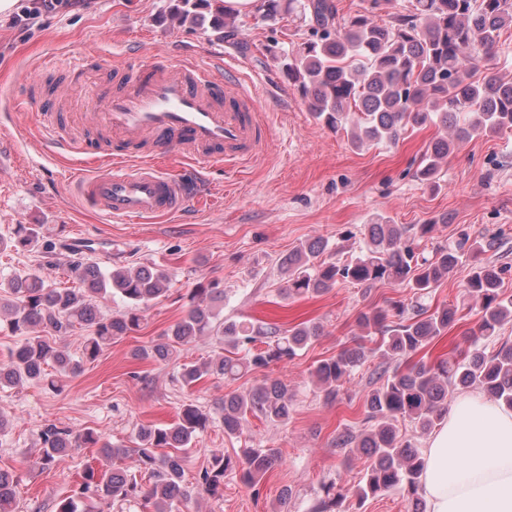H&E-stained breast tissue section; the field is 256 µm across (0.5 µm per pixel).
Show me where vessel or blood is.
Masks as SVG:
<instances>
[{
    "instance_id": "obj_1",
    "label": "vessel or blood",
    "mask_w": 512,
    "mask_h": 512,
    "mask_svg": "<svg viewBox=\"0 0 512 512\" xmlns=\"http://www.w3.org/2000/svg\"><path fill=\"white\" fill-rule=\"evenodd\" d=\"M90 62L83 57L68 62L44 61L42 74L25 86L24 101H42L46 108L38 124L57 152L87 162L91 170L78 174L73 191L107 217L136 220L183 211L196 188L145 160L171 151L200 168L213 163L243 164L257 155L269 138V127L256 107L254 89L225 63L223 55L206 60L189 57L137 60L119 71V86L104 93L98 84L85 88L96 101L88 128L105 130L112 139L102 150L82 136L72 118H60L50 101L46 77L64 71L83 80Z\"/></svg>"
}]
</instances>
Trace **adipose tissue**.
<instances>
[{"label":"adipose tissue","instance_id":"ef3b65f1","mask_svg":"<svg viewBox=\"0 0 512 512\" xmlns=\"http://www.w3.org/2000/svg\"><path fill=\"white\" fill-rule=\"evenodd\" d=\"M422 457L426 512H512V409L457 396Z\"/></svg>","mask_w":512,"mask_h":512}]
</instances>
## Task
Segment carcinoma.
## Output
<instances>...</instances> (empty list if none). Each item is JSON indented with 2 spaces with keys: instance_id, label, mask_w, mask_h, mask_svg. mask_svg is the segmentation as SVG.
I'll return each mask as SVG.
<instances>
[{
  "instance_id": "obj_1",
  "label": "carcinoma",
  "mask_w": 512,
  "mask_h": 512,
  "mask_svg": "<svg viewBox=\"0 0 512 512\" xmlns=\"http://www.w3.org/2000/svg\"><path fill=\"white\" fill-rule=\"evenodd\" d=\"M208 21L218 39L238 31V14L224 0H213ZM367 6L351 15L340 13L336 0H257L260 17L282 23L298 19L308 27L297 51L284 56L288 81L297 87L314 119L346 132L352 147L386 143L395 145L413 129L438 126L451 130L423 153L416 177L439 187V175L459 143L475 137L512 130V78L488 68L476 76L479 55L492 53L502 33L512 28V0H409L408 13L386 21L394 0H365ZM194 0H178L172 8L180 22L198 21ZM448 222L440 215L426 224H392L387 220L367 225L360 253L349 261L321 259L327 243L317 239L294 248L281 259L288 295L319 296L338 283L364 290L383 285H404L415 299L387 301L383 308L362 312L360 333L338 354L318 362L312 379L326 396L336 397L351 375L373 358L382 370L365 396L366 420L371 425L358 434L344 433L336 446H352L369 464L356 494L359 499L382 492H403L413 512H419V486L423 461L416 446L399 433L398 423L409 421L422 434L441 424L448 414V396L471 387L512 408V343L486 351L482 342L498 337L512 321V294L503 290L501 269L480 258L477 242L458 240L440 246L432 258L416 252V242L435 224ZM39 231L34 224H19L14 236L0 237V250L34 249ZM469 258L471 269L463 293L480 305L479 318L465 332L468 346L452 358L434 360L423 354L430 342L459 320V309L426 303L432 288ZM72 273L78 288L48 284L39 274H15L0 280V320L24 336L0 359V387L26 382L55 386L47 372L51 365L61 374L76 376L85 360H96L112 340L137 331L141 306L169 295L171 274L156 265L113 269L78 257ZM120 297L125 309L106 314L103 306ZM224 289L210 282L199 285L190 297L187 313L164 332L162 341L132 350L136 360L168 362L201 336L243 351L241 357L217 354L200 363L181 367L178 381L193 387L205 378L233 380L272 363L291 361L321 335L317 324H298L288 330L256 325L220 316ZM88 331L82 355L71 356L57 339L75 326ZM293 411L288 386L267 377L247 391H234L205 411L189 401L182 404L170 425L140 424L135 447L119 448L101 442L93 428L79 432L54 425L41 433L37 464L44 470L60 467L69 452L97 448L112 460V468L89 466L74 493L62 499L57 512H88L96 500L134 502L150 512H179L193 499L224 496V479L233 475L259 493L258 486L281 459L276 448L248 444L237 458L224 449L211 451L207 466L195 482L187 484L183 453L209 426L224 427V435L239 438L248 418L271 425L288 423ZM136 456L142 484L121 466ZM19 476L0 467V512H15ZM345 493L331 483L314 512H336Z\"/></svg>"
}]
</instances>
